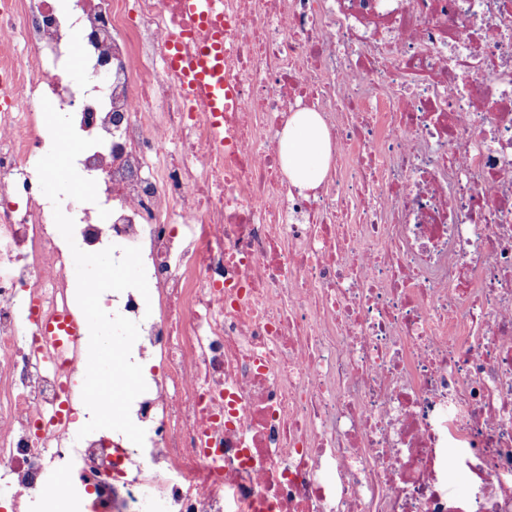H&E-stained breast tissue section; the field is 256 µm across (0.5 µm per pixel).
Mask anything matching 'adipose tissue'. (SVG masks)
<instances>
[{
	"mask_svg": "<svg viewBox=\"0 0 512 512\" xmlns=\"http://www.w3.org/2000/svg\"><path fill=\"white\" fill-rule=\"evenodd\" d=\"M279 150L291 186L317 187L326 177L332 157L330 133L317 112H294L280 139Z\"/></svg>",
	"mask_w": 512,
	"mask_h": 512,
	"instance_id": "ef3b65f1",
	"label": "adipose tissue"
}]
</instances>
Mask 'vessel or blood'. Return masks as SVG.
Returning a JSON list of instances; mask_svg holds the SVG:
<instances>
[{
	"mask_svg": "<svg viewBox=\"0 0 512 512\" xmlns=\"http://www.w3.org/2000/svg\"><path fill=\"white\" fill-rule=\"evenodd\" d=\"M184 8L192 14L207 36L198 45L191 60H184L178 39L164 47V60L177 73L183 92L189 96L204 95L210 111L224 109V20L219 0H184Z\"/></svg>",
	"mask_w": 512,
	"mask_h": 512,
	"instance_id": "1",
	"label": "vessel or blood"
}]
</instances>
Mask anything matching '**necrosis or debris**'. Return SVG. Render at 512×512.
I'll list each match as a JSON object with an SVG mask.
<instances>
[{
	"mask_svg": "<svg viewBox=\"0 0 512 512\" xmlns=\"http://www.w3.org/2000/svg\"><path fill=\"white\" fill-rule=\"evenodd\" d=\"M12 0L0 69V478L82 512H512V0H224L223 140L162 53L182 0ZM80 58L87 87L69 79ZM47 98L97 144L56 233L36 170ZM323 115L327 179L287 185L289 112ZM142 253L103 296L151 366L143 446L80 436L46 362L72 247ZM477 485L454 491L458 472Z\"/></svg>",
	"mask_w": 512,
	"mask_h": 512,
	"instance_id": "necrosis-or-debris-1",
	"label": "necrosis or debris"
}]
</instances>
